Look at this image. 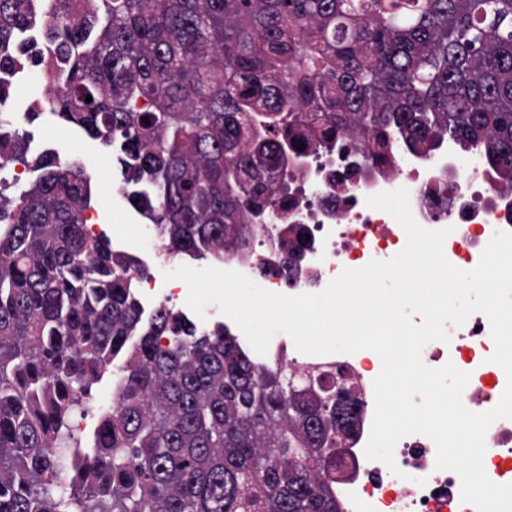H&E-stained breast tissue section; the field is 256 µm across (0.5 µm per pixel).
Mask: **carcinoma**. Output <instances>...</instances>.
<instances>
[{
    "mask_svg": "<svg viewBox=\"0 0 512 512\" xmlns=\"http://www.w3.org/2000/svg\"><path fill=\"white\" fill-rule=\"evenodd\" d=\"M31 2L0 0V71L34 59ZM43 2L65 72L51 115L119 148L128 202L175 255L248 243L278 126L298 154L395 125L512 170V0ZM25 155L0 133V158ZM31 167L14 197L0 180V512H338L326 479L351 415L327 388L259 371L222 325L198 336L164 307L143 322L138 260L86 228V167ZM118 358L120 402L92 453L65 458L69 415Z\"/></svg>",
    "mask_w": 512,
    "mask_h": 512,
    "instance_id": "obj_1",
    "label": "carcinoma"
}]
</instances>
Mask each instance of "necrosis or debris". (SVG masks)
<instances>
[{"label": "necrosis or debris", "mask_w": 512, "mask_h": 512, "mask_svg": "<svg viewBox=\"0 0 512 512\" xmlns=\"http://www.w3.org/2000/svg\"><path fill=\"white\" fill-rule=\"evenodd\" d=\"M40 58L8 70L18 98L0 102V125L24 137L31 152L53 151L54 139L31 130L32 113L59 93L63 84L58 62L42 51L41 29L22 33ZM389 157L373 161L374 136L338 134L336 145H315L298 154L282 147L277 167L266 180L272 194L287 190V204L246 214L251 247L224 252V267L240 272L268 291L286 295L318 293L343 269L384 261L403 249L406 234L387 213L369 208L367 196L400 188L409 192L410 207L424 228H451L444 243L446 258L463 270L475 268L495 232L512 233V173L475 172L464 167L454 140L406 145L402 129L387 132ZM495 352L488 318L471 315L452 329L450 343L432 341L422 351L424 363L438 368L454 363L469 372L463 391L465 407L492 409L506 384L505 371L490 358ZM255 363L287 372L303 382L313 370L342 369L346 403L355 413V429L328 478L339 512H476L462 502L461 480L435 467L436 447L421 434L401 438L394 451L396 470L366 458L364 448L374 416L373 381L382 363L373 351L309 355L299 352L290 336L277 334ZM486 474L497 484H512V419H499L485 435Z\"/></svg>", "instance_id": "4bbe7bcc"}]
</instances>
